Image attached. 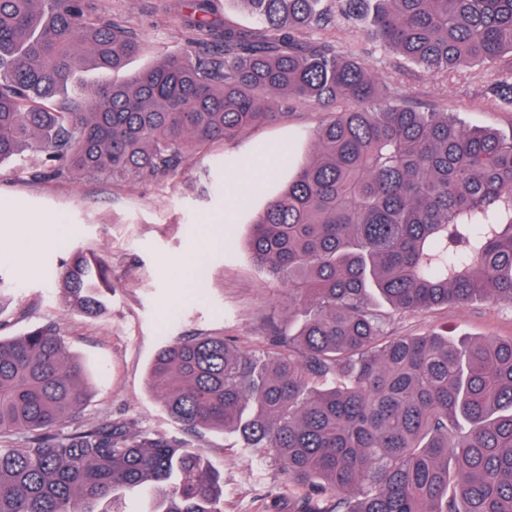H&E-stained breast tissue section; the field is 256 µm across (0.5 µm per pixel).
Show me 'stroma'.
<instances>
[{
    "instance_id": "stroma-1",
    "label": "stroma",
    "mask_w": 512,
    "mask_h": 512,
    "mask_svg": "<svg viewBox=\"0 0 512 512\" xmlns=\"http://www.w3.org/2000/svg\"><path fill=\"white\" fill-rule=\"evenodd\" d=\"M178 2L96 0L103 16L125 20L145 50L119 72H86V81H127L163 55L189 48L207 52L201 36L182 26ZM321 8L332 22L327 29L310 30V37L325 38L361 60L381 101L457 112L468 126L512 133V103L492 96L498 80L493 66L481 63L457 73L425 74L374 38L370 16L343 17L338 0H322ZM324 118L318 107L290 104L285 117L218 142L159 182L118 186L81 176L40 180L12 164L0 165V277L7 286L0 296V337L54 325L86 371L88 394L78 422L108 419L202 452L224 489V512H261L272 499L287 500L280 465L248 456L231 434L203 427L191 431L175 423L148 387L147 371L158 349L171 340L223 336L241 350L258 351L273 328L287 326V287L260 271L247 247L253 214L286 174L256 181L245 207L231 191L230 179L246 176L243 158L267 159L283 144L304 156ZM228 211L233 221L220 226L224 244L205 255L209 276L197 281L185 263L213 219ZM38 218L69 225L67 249L31 244L26 234ZM78 251L102 255L112 274L107 308L93 318L70 305L56 282L62 261ZM377 305L395 336L444 330L458 340L512 338V308L489 301L418 314L400 313L382 299Z\"/></svg>"
}]
</instances>
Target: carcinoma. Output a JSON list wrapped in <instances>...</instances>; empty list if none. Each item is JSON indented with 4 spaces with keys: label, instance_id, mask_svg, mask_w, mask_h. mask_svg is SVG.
I'll list each match as a JSON object with an SVG mask.
<instances>
[{
    "label": "carcinoma",
    "instance_id": "carcinoma-1",
    "mask_svg": "<svg viewBox=\"0 0 512 512\" xmlns=\"http://www.w3.org/2000/svg\"><path fill=\"white\" fill-rule=\"evenodd\" d=\"M182 0L183 26L210 50L170 54L131 83L68 89L86 69L116 72L142 44L95 0H0V165L41 156L34 176L163 181L226 138L280 117L278 103L323 109L301 161L252 222L249 250L303 311L270 346L222 336L165 345L148 372L168 415L232 431L278 461L290 512H512V339L392 336L371 303L402 313L448 302L512 307V137L453 112L369 106L365 65L304 31L331 19L319 0ZM383 44L426 73L512 54V0H373ZM84 315L105 308L101 259L59 274ZM84 369L51 326L0 337V512H224L219 478L195 451L110 421L75 419ZM220 10L226 20L234 25L238 26H253L256 22L254 15L251 11L241 2L229 0L225 2L220 1ZM225 11V14H224Z\"/></svg>",
    "mask_w": 512,
    "mask_h": 512
}]
</instances>
